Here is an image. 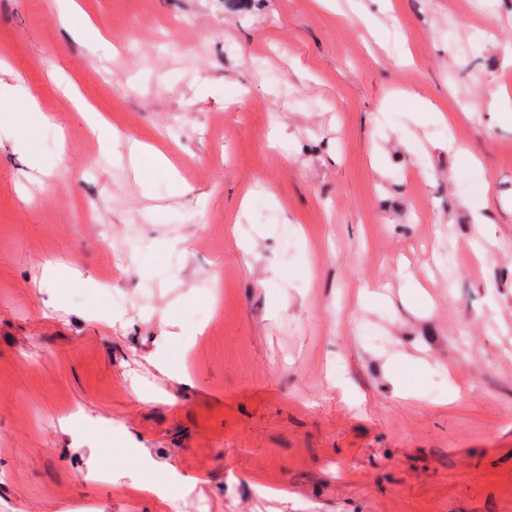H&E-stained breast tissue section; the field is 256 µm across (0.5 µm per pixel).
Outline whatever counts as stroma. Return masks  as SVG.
<instances>
[{"label": "stroma", "mask_w": 512, "mask_h": 512, "mask_svg": "<svg viewBox=\"0 0 512 512\" xmlns=\"http://www.w3.org/2000/svg\"><path fill=\"white\" fill-rule=\"evenodd\" d=\"M77 2L0 0V512H512V0ZM60 20L66 25L74 34L84 38L89 53L95 57L98 51L101 50L103 42L101 36L96 32H88L84 24L79 23L72 14L65 13L60 16ZM15 106L27 111H37L38 106L34 98L20 84H2L0 80V136L1 132L7 138H15L20 133V125L16 119L15 112L4 115L3 108Z\"/></svg>", "instance_id": "stroma-1"}]
</instances>
